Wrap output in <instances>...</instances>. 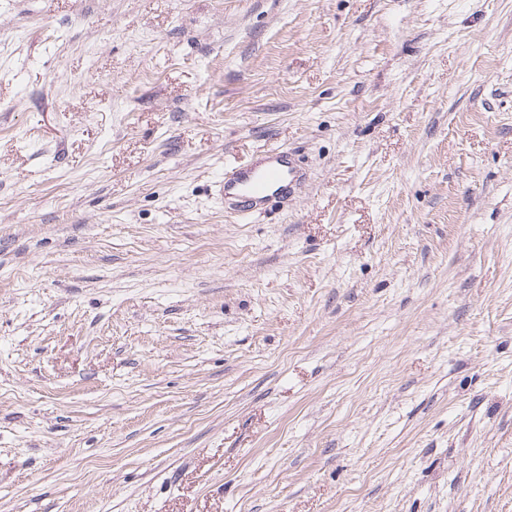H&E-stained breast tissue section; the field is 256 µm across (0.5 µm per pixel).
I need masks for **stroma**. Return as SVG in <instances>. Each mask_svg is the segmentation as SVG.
<instances>
[{
    "label": "stroma",
    "mask_w": 512,
    "mask_h": 512,
    "mask_svg": "<svg viewBox=\"0 0 512 512\" xmlns=\"http://www.w3.org/2000/svg\"><path fill=\"white\" fill-rule=\"evenodd\" d=\"M0 512H512V0H0ZM305 179L306 173L288 151L274 149L249 165L224 169L219 195L252 212L272 198L291 193Z\"/></svg>",
    "instance_id": "stroma-1"
}]
</instances>
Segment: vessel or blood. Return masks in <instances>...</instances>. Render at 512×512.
<instances>
[{
    "label": "vessel or blood",
    "instance_id": "vessel-or-blood-1",
    "mask_svg": "<svg viewBox=\"0 0 512 512\" xmlns=\"http://www.w3.org/2000/svg\"><path fill=\"white\" fill-rule=\"evenodd\" d=\"M305 178L288 151L274 149L249 165L225 169L218 182L219 195L251 212L272 198L292 192Z\"/></svg>",
    "mask_w": 512,
    "mask_h": 512
}]
</instances>
